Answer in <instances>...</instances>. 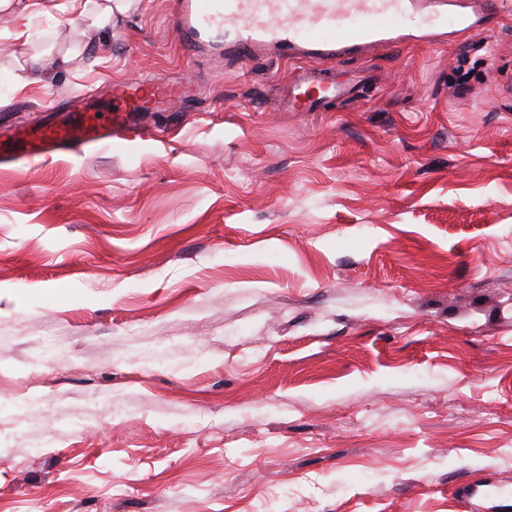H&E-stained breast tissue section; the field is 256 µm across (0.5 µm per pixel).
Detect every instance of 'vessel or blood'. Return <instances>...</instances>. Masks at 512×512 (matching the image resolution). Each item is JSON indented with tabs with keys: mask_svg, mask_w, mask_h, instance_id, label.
<instances>
[{
	"mask_svg": "<svg viewBox=\"0 0 512 512\" xmlns=\"http://www.w3.org/2000/svg\"><path fill=\"white\" fill-rule=\"evenodd\" d=\"M418 0H170L169 10L185 38L188 53L198 54L232 44L244 57L264 49L308 61L288 90L290 105L320 111L333 88L319 79L320 66L336 56L402 40L418 14ZM502 0H458L455 8L434 11L421 36L487 35ZM192 89L188 82L116 81L91 89L83 112L44 128L0 136V158L31 161L51 152L85 151L103 141L132 143L152 139L142 112L181 111ZM108 95L112 110L101 123L97 101Z\"/></svg>",
	"mask_w": 512,
	"mask_h": 512,
	"instance_id": "b4317fda",
	"label": "vessel or blood"
}]
</instances>
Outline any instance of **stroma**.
<instances>
[{
  "label": "stroma",
  "mask_w": 512,
  "mask_h": 512,
  "mask_svg": "<svg viewBox=\"0 0 512 512\" xmlns=\"http://www.w3.org/2000/svg\"><path fill=\"white\" fill-rule=\"evenodd\" d=\"M167 13L0 20V126L196 87L154 139L0 161V512H512V0L337 57L318 112ZM472 4H478L475 9ZM502 0L457 1L453 9L434 11L430 22H422L419 37L437 36L440 34H464L469 37L486 36L491 30V22L500 11ZM69 61V56H56L52 52L45 53L36 63L33 68L25 70L15 75L16 82L21 86H26L31 83H39L47 75L59 71Z\"/></svg>",
  "instance_id": "1"
}]
</instances>
